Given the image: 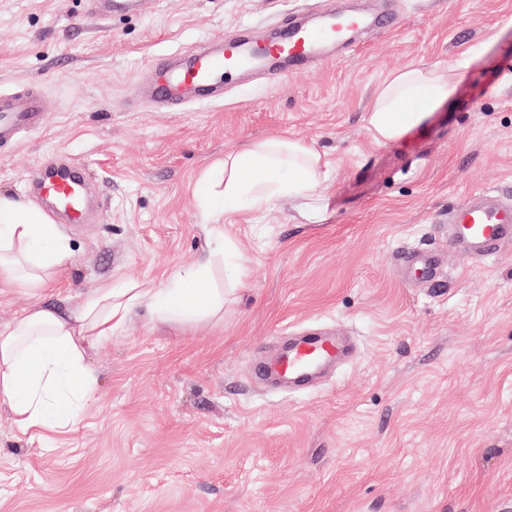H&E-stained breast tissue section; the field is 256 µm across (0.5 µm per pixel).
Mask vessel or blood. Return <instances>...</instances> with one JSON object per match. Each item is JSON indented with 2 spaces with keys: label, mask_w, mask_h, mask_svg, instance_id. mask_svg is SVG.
I'll list each match as a JSON object with an SVG mask.
<instances>
[{
  "label": "vessel or blood",
  "mask_w": 512,
  "mask_h": 512,
  "mask_svg": "<svg viewBox=\"0 0 512 512\" xmlns=\"http://www.w3.org/2000/svg\"><path fill=\"white\" fill-rule=\"evenodd\" d=\"M87 2L105 18L131 14L138 8V0ZM381 24V17L362 12L315 14L293 24L288 32L272 36L260 55L254 54L244 35L232 34L220 47L203 45L157 61L159 77L150 88V96L167 110L177 112L191 98H221L224 78L269 62L279 63V76H286L288 69L310 64L327 45ZM42 121L38 94L0 93V143L13 141L20 130L39 127ZM40 192L69 223L83 222L84 184L70 167L59 165L41 181ZM448 230L450 237L472 254L495 253L512 244V204L484 196L472 199L453 212ZM341 348L333 336L296 337L281 358L278 372L294 382H305L319 364L334 360Z\"/></svg>",
  "instance_id": "1"
}]
</instances>
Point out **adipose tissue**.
I'll return each mask as SVG.
<instances>
[{"label": "adipose tissue", "instance_id": "obj_1", "mask_svg": "<svg viewBox=\"0 0 512 512\" xmlns=\"http://www.w3.org/2000/svg\"><path fill=\"white\" fill-rule=\"evenodd\" d=\"M470 60L466 51L442 70L409 66L390 73L369 108L374 141L400 139L452 103L458 76ZM322 167L318 152L275 135L225 157L224 189L210 193L208 203L234 211L245 201L261 210L278 197L307 198ZM70 259L56 225L39 208L0 195V285L39 291L51 271ZM210 274L211 265L204 261L179 270L162 288H100L70 312L31 304L0 330V400L24 428L45 434L72 429L93 391L85 364L88 348L105 341L141 307L187 318L211 315L219 300L209 286Z\"/></svg>", "mask_w": 512, "mask_h": 512}]
</instances>
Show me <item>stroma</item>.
Instances as JSON below:
<instances>
[{"mask_svg": "<svg viewBox=\"0 0 512 512\" xmlns=\"http://www.w3.org/2000/svg\"><path fill=\"white\" fill-rule=\"evenodd\" d=\"M398 13L287 77H243L178 112L136 98L152 59L309 13ZM477 53L441 107L376 144L366 117L393 71ZM40 89L45 123L0 145V194L35 203L44 165L93 193L63 224L71 261L43 302L163 287L212 260L224 304L199 321L133 315L87 351L82 421L44 436L0 401V512H512V246L476 257L448 214L512 203V0H141L101 20L85 0H0V92ZM281 133L330 170L323 210H204L203 173ZM231 240L250 259L237 281ZM428 251L436 272L402 265ZM333 332L351 355L305 390L261 383L283 341Z\"/></svg>", "mask_w": 512, "mask_h": 512, "instance_id": "stroma-1", "label": "stroma"}]
</instances>
